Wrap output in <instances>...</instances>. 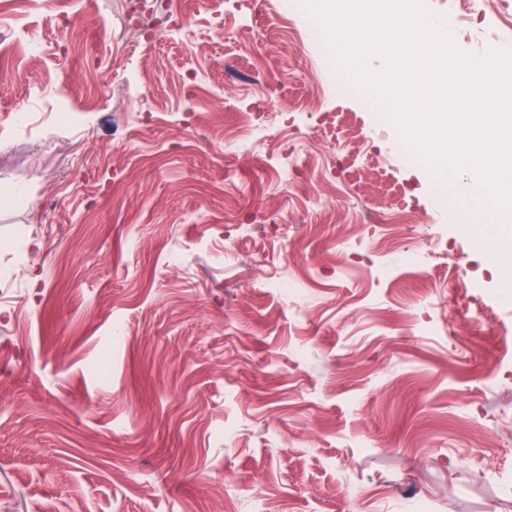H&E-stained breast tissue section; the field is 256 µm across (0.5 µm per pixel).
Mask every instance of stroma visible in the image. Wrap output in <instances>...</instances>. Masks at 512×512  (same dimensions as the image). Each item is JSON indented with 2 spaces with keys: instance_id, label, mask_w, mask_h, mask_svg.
<instances>
[{
  "instance_id": "obj_1",
  "label": "stroma",
  "mask_w": 512,
  "mask_h": 512,
  "mask_svg": "<svg viewBox=\"0 0 512 512\" xmlns=\"http://www.w3.org/2000/svg\"><path fill=\"white\" fill-rule=\"evenodd\" d=\"M310 22L0 0V512H512V291Z\"/></svg>"
}]
</instances>
